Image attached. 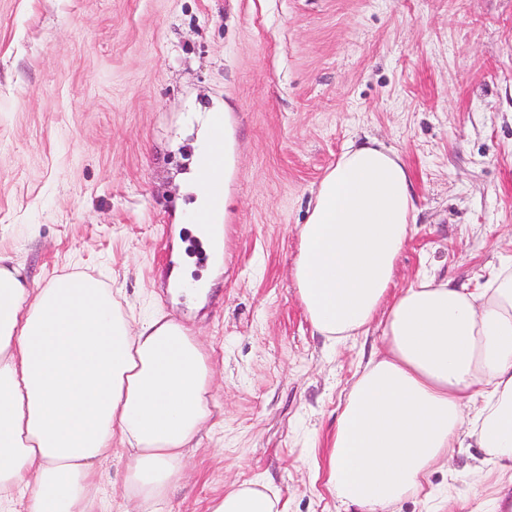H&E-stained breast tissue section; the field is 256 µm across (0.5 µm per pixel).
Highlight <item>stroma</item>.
Returning <instances> with one entry per match:
<instances>
[{
	"mask_svg": "<svg viewBox=\"0 0 512 512\" xmlns=\"http://www.w3.org/2000/svg\"><path fill=\"white\" fill-rule=\"evenodd\" d=\"M213 111L232 157L216 254L185 190ZM369 139L416 199L395 288L474 286L512 259V0H0V251L36 286L94 276L124 315L164 312L206 346L214 426L169 512L258 479L288 512H338L302 459L382 329L315 334L292 268L318 183ZM176 268L209 290L188 298Z\"/></svg>",
	"mask_w": 512,
	"mask_h": 512,
	"instance_id": "1",
	"label": "stroma"
}]
</instances>
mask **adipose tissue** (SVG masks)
<instances>
[{
	"label": "adipose tissue",
	"mask_w": 512,
	"mask_h": 512,
	"mask_svg": "<svg viewBox=\"0 0 512 512\" xmlns=\"http://www.w3.org/2000/svg\"><path fill=\"white\" fill-rule=\"evenodd\" d=\"M214 136L199 132L189 180L200 237L220 244ZM415 200L401 156L349 144L321 180L298 233L293 277L320 335L382 325L383 347L349 390L325 461L345 512H390L424 493L434 468L477 443L496 472L497 512L512 507V264L485 286L421 274L392 292ZM203 343L162 315L131 325L99 280L68 274L30 288L0 252V512H91L97 466L121 438L122 484L140 512H163L211 413ZM206 512H287L257 485L230 487Z\"/></svg>",
	"instance_id": "obj_1"
}]
</instances>
